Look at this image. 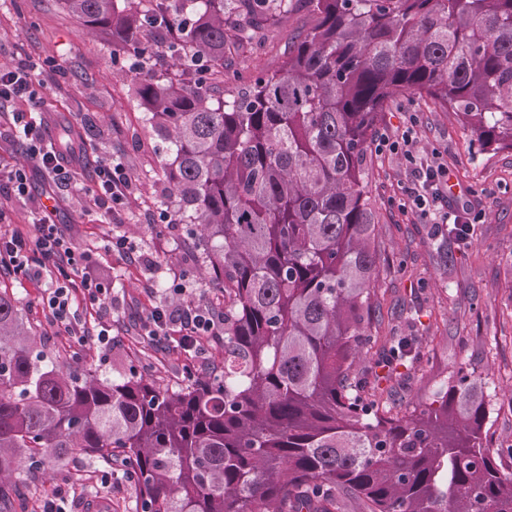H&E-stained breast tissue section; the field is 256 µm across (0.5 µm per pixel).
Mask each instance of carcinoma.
<instances>
[{
    "mask_svg": "<svg viewBox=\"0 0 512 512\" xmlns=\"http://www.w3.org/2000/svg\"><path fill=\"white\" fill-rule=\"evenodd\" d=\"M91 29L141 56L165 31L175 72H141L147 120L171 138L166 178L224 295V362L176 390L42 364L0 292V512L17 475L74 453L134 473L135 512H512V472L485 450L486 399L463 375L391 416L354 375L371 332L377 221L364 167L388 102L452 112L479 154L512 151V0H310L318 23L283 67L230 100L231 15L286 0H167L128 16L118 0H67ZM60 137L86 149L71 122ZM388 364L421 361L412 339Z\"/></svg>",
    "mask_w": 512,
    "mask_h": 512,
    "instance_id": "obj_1",
    "label": "carcinoma"
}]
</instances>
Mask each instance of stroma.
Here are the masks:
<instances>
[{"mask_svg":"<svg viewBox=\"0 0 512 512\" xmlns=\"http://www.w3.org/2000/svg\"><path fill=\"white\" fill-rule=\"evenodd\" d=\"M317 22L308 0H288V8L256 29L250 43L233 52L224 74L232 91L279 70L298 37ZM36 65L46 101L41 129L57 142L59 124L73 121L86 130L87 155L69 174L51 177L30 158L26 141L0 112V163L25 168L30 197L16 199L0 191V232L31 231L34 204H53L52 218L78 249L92 253L111 288V305L88 321L91 338L82 345L57 334L42 300L55 272L25 279L0 271V289L17 301L27 326L35 330L45 362L80 358L100 376L117 378L137 372L161 387L176 388L186 373L203 374L204 364L224 358L223 339H206L204 359L149 345L137 323L162 297L172 279L192 287L190 300L220 307L224 298L209 284L201 267L193 227L165 223L176 207L169 197L164 168L170 144L148 123L136 93L138 60L110 35L88 32L64 0H0V71ZM412 130V159L370 151L365 166L371 201L378 215L379 255L371 331L377 336H408L424 348L425 362L398 370L383 365L377 350L364 355L359 373L379 379L391 393L392 413L403 414L426 403L452 383L458 371L481 382L488 402L485 446L504 471H512V151L478 155L470 134L449 112L415 95L397 97L383 112L377 134L399 139ZM444 163L459 193L450 204L468 203L480 212L468 244L457 246V260L440 264L436 248L448 228L433 225L418 209L400 208L411 187L415 163ZM128 169L134 186L111 222L100 223L97 210L80 187L93 182L101 162ZM137 244L140 259L106 248L113 236ZM108 327L112 340L95 337ZM111 471L102 483L103 471ZM67 488L65 512H85L91 499L112 502V512H131L137 495L133 482L107 461L71 456L58 470L29 474L16 483L25 512L38 506L57 485Z\"/></svg>","mask_w":512,"mask_h":512,"instance_id":"stroma-1","label":"stroma"}]
</instances>
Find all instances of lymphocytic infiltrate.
I'll list each match as a JSON object with an SVG mask.
<instances>
[{"label": "lymphocytic infiltrate", "instance_id": "f902f5d3", "mask_svg": "<svg viewBox=\"0 0 512 512\" xmlns=\"http://www.w3.org/2000/svg\"><path fill=\"white\" fill-rule=\"evenodd\" d=\"M18 100L24 107L14 112L13 121L27 141L29 155L42 167L59 174L72 165L71 157L47 150L37 130L35 112L42 109V98L36 86L33 68H21L0 74V103ZM132 185L131 174L119 164L100 166L96 179L85 186L84 192L104 216H111L121 206ZM5 268L26 277H38L54 268L58 275L44 300L53 324L60 333L76 342L86 339L85 325L72 302L81 299L87 311H97L105 305L110 290L106 280L91 263L88 254L76 252L58 225L52 224L46 211L35 214L34 231H19L0 235V269ZM168 291L180 296L178 305L159 300L151 312L139 322V330L153 345L163 348L176 342L186 352H199L208 336L224 333V316L208 307L187 300V285L173 280Z\"/></svg>", "mask_w": 512, "mask_h": 512}]
</instances>
